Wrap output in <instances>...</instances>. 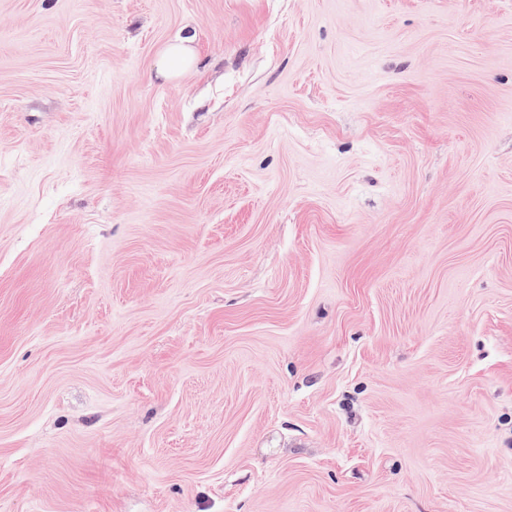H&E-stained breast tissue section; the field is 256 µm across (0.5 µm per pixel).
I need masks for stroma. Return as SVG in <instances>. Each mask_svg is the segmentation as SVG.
Masks as SVG:
<instances>
[{
  "label": "stroma",
  "instance_id": "35a3bbf8",
  "mask_svg": "<svg viewBox=\"0 0 512 512\" xmlns=\"http://www.w3.org/2000/svg\"><path fill=\"white\" fill-rule=\"evenodd\" d=\"M0 512H512V0H0ZM193 40L191 35L177 37L161 49L156 60L158 78L172 81L193 66L196 59L192 46Z\"/></svg>",
  "mask_w": 512,
  "mask_h": 512
}]
</instances>
